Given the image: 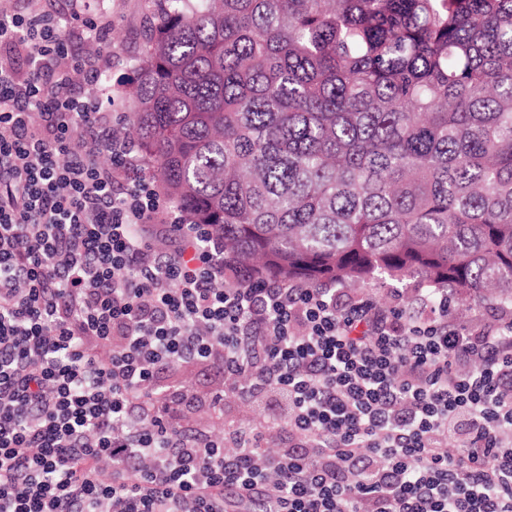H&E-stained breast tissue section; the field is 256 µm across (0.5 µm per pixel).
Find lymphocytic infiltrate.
Instances as JSON below:
<instances>
[{"instance_id":"1","label":"lymphocytic infiltrate","mask_w":512,"mask_h":512,"mask_svg":"<svg viewBox=\"0 0 512 512\" xmlns=\"http://www.w3.org/2000/svg\"><path fill=\"white\" fill-rule=\"evenodd\" d=\"M111 31L37 0L0 13V46L28 53L0 56V512H225L229 492L268 512H512V314L474 331L444 294L407 322L337 288L223 287V241L163 208L77 90L112 57L74 40ZM191 361L278 390L296 444L182 431L193 399L157 371Z\"/></svg>"}]
</instances>
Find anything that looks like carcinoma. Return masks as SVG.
I'll use <instances>...</instances> for the list:
<instances>
[{
  "label": "carcinoma",
  "instance_id": "1",
  "mask_svg": "<svg viewBox=\"0 0 512 512\" xmlns=\"http://www.w3.org/2000/svg\"><path fill=\"white\" fill-rule=\"evenodd\" d=\"M126 117L255 275L512 308V0H159Z\"/></svg>",
  "mask_w": 512,
  "mask_h": 512
}]
</instances>
